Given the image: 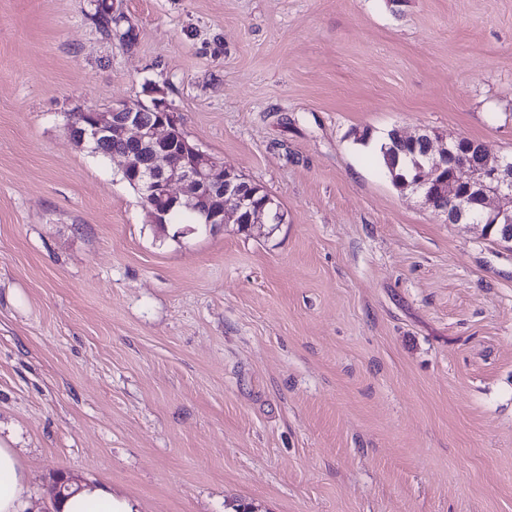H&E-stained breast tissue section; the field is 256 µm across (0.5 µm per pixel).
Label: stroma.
Masks as SVG:
<instances>
[{
	"label": "stroma",
	"mask_w": 512,
	"mask_h": 512,
	"mask_svg": "<svg viewBox=\"0 0 512 512\" xmlns=\"http://www.w3.org/2000/svg\"><path fill=\"white\" fill-rule=\"evenodd\" d=\"M0 0V439L138 512H512V243L383 171L512 154V0ZM163 91L280 224H151L79 106ZM392 132L388 134L386 141L380 145L379 153L382 166L390 176L396 189L400 192H413L411 185L412 159L421 160V157L417 153L415 156L407 158V153L413 154V147L405 145L401 148L393 138Z\"/></svg>",
	"instance_id": "stroma-1"
}]
</instances>
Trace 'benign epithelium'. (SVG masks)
<instances>
[{
	"label": "benign epithelium",
	"mask_w": 512,
	"mask_h": 512,
	"mask_svg": "<svg viewBox=\"0 0 512 512\" xmlns=\"http://www.w3.org/2000/svg\"><path fill=\"white\" fill-rule=\"evenodd\" d=\"M179 126L176 112L163 98L134 110L123 105L100 112L78 107L65 124L79 148L88 141L98 152L122 158V175L146 201L151 222L165 227L180 207L206 227L229 222L245 224L254 218L251 200L255 183L200 148L186 137L173 139ZM404 141L421 147L425 163L415 175L424 202L450 224L469 223L472 212L501 225L512 234V208L490 207L493 198L512 202V157L495 159L483 145L464 136L448 142L427 132Z\"/></svg>",
	"instance_id": "obj_1"
}]
</instances>
